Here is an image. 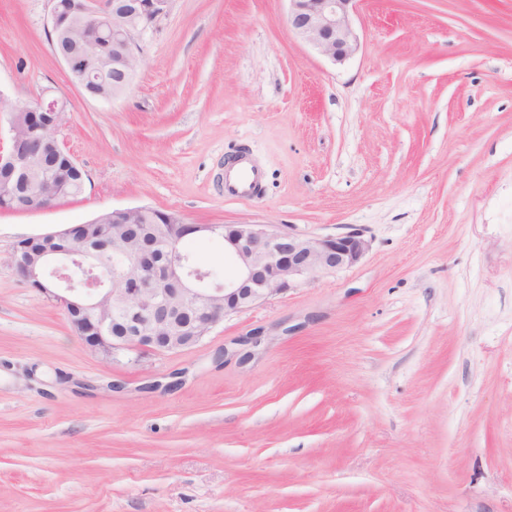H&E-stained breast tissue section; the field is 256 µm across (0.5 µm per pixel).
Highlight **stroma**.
<instances>
[{
	"mask_svg": "<svg viewBox=\"0 0 512 512\" xmlns=\"http://www.w3.org/2000/svg\"><path fill=\"white\" fill-rule=\"evenodd\" d=\"M289 7L173 0L103 102L53 52L49 0H0V109L66 99L87 175L0 210V512H512V0H359L341 65ZM244 140L268 183L232 202ZM134 206L371 248L193 348L108 361L10 254ZM254 332L250 362H214Z\"/></svg>",
	"mask_w": 512,
	"mask_h": 512,
	"instance_id": "1",
	"label": "stroma"
}]
</instances>
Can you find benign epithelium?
Segmentation results:
<instances>
[{"label":"benign epithelium","instance_id":"1","mask_svg":"<svg viewBox=\"0 0 512 512\" xmlns=\"http://www.w3.org/2000/svg\"><path fill=\"white\" fill-rule=\"evenodd\" d=\"M288 26L303 41L334 64H342L360 48L351 10L355 0H289ZM131 14L112 9L111 0H82L80 20L107 26L119 37L117 50L130 60L127 75L136 74L142 52L140 42L152 21L165 17L172 0H135ZM80 85L110 70L109 61L81 65L75 57L59 55ZM48 115L47 144L64 146L68 102L44 97L28 108ZM21 153L0 149V177L10 179L26 172ZM173 223L158 226L167 247L158 258L146 240L129 234V225H112V242L86 239L68 250L38 252L13 250L10 264L28 282L43 285L40 292L60 304L73 331L88 349L112 360L120 354L156 355L198 345L228 315L242 312L281 293L298 281L318 273L334 272L359 263L371 243L357 229L326 236H303L273 230L263 224H185L171 213ZM189 238H216L224 242V255L233 262L234 276L209 282L210 273L195 256L184 255ZM108 251L119 262L109 274L97 254ZM79 258L91 276L75 283L63 261ZM262 343V336H240L224 346L215 359L235 358L246 363Z\"/></svg>","mask_w":512,"mask_h":512}]
</instances>
